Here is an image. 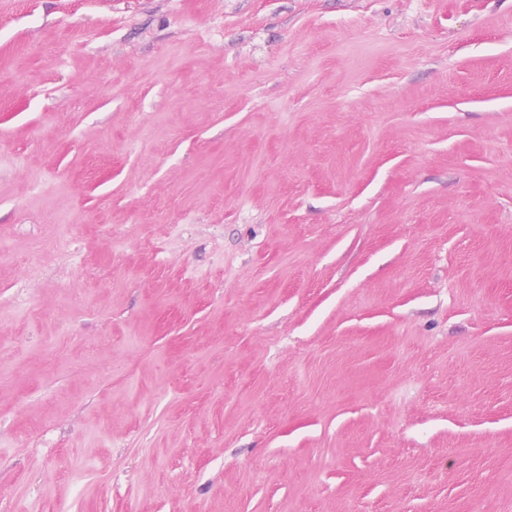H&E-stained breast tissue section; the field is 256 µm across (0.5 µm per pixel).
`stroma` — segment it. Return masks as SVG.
<instances>
[{
    "instance_id": "1",
    "label": "stroma",
    "mask_w": 512,
    "mask_h": 512,
    "mask_svg": "<svg viewBox=\"0 0 512 512\" xmlns=\"http://www.w3.org/2000/svg\"><path fill=\"white\" fill-rule=\"evenodd\" d=\"M0 512H512V0L0 11Z\"/></svg>"
}]
</instances>
